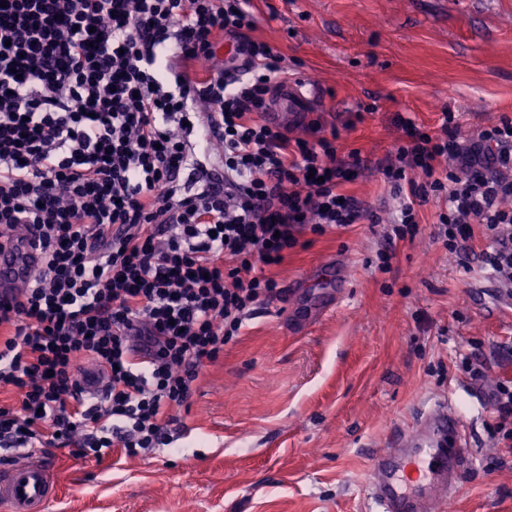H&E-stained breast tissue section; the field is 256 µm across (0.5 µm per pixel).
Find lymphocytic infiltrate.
<instances>
[{
	"instance_id": "obj_1",
	"label": "lymphocytic infiltrate",
	"mask_w": 512,
	"mask_h": 512,
	"mask_svg": "<svg viewBox=\"0 0 512 512\" xmlns=\"http://www.w3.org/2000/svg\"><path fill=\"white\" fill-rule=\"evenodd\" d=\"M252 0H0V235L32 225L41 264L0 303V451L67 449L102 460L171 445L175 409L257 305L278 296L257 266L281 264L303 231L376 212L344 191L361 170L320 120L306 138L261 119L288 75L252 38ZM236 40L239 58L215 44ZM218 117L224 187L187 146ZM379 162L401 201L393 238L444 199L436 238L460 252L482 226V267L512 288V119L460 142L404 119ZM108 371L83 396L82 361Z\"/></svg>"
}]
</instances>
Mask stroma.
<instances>
[{
    "label": "stroma",
    "mask_w": 512,
    "mask_h": 512,
    "mask_svg": "<svg viewBox=\"0 0 512 512\" xmlns=\"http://www.w3.org/2000/svg\"><path fill=\"white\" fill-rule=\"evenodd\" d=\"M255 37L276 44L291 72L319 91L315 114L340 152L366 162L349 194L376 224L304 234L266 268L289 305H261L193 385L175 414L176 451L84 461L51 449L60 485L48 512H370V453L395 424L440 398L459 409L473 462L439 512H512V450L497 447L492 393L512 378L507 292L482 268L488 241L474 226L465 252L433 238L439 202L414 239L386 243L395 197L377 164L402 119L436 126L457 112L461 139L512 117V0H254ZM390 248L387 270L376 253ZM347 266L338 304L296 321ZM497 343V361L471 381L456 352Z\"/></svg>",
    "instance_id": "obj_1"
}]
</instances>
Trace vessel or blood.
Listing matches in <instances>:
<instances>
[{"mask_svg":"<svg viewBox=\"0 0 512 512\" xmlns=\"http://www.w3.org/2000/svg\"><path fill=\"white\" fill-rule=\"evenodd\" d=\"M314 108L310 85L292 79L278 85L262 118L293 129ZM39 263L34 229L0 237V295H12L16 283L31 276ZM471 458L457 408L444 401L420 408L414 426L393 429L386 447L372 454L365 492L373 512H432L434 502L456 494ZM57 494L43 457L0 465V505L7 512H46Z\"/></svg>","mask_w":512,"mask_h":512,"instance_id":"vessel-or-blood-1","label":"vessel or blood"}]
</instances>
